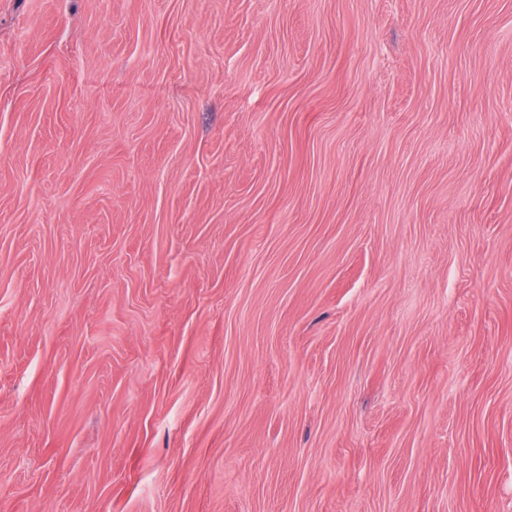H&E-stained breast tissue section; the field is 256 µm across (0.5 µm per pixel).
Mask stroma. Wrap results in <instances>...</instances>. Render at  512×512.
Masks as SVG:
<instances>
[{"instance_id":"stroma-1","label":"stroma","mask_w":512,"mask_h":512,"mask_svg":"<svg viewBox=\"0 0 512 512\" xmlns=\"http://www.w3.org/2000/svg\"><path fill=\"white\" fill-rule=\"evenodd\" d=\"M0 512H512V0H0Z\"/></svg>"}]
</instances>
